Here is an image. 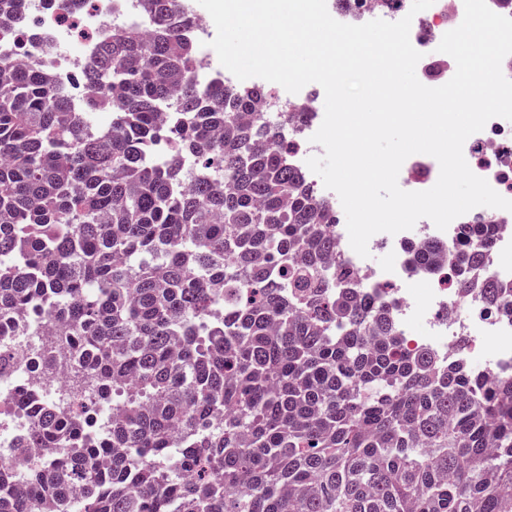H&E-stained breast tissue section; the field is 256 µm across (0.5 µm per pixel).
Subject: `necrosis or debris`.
<instances>
[{"instance_id": "4bbe7bcc", "label": "necrosis or debris", "mask_w": 512, "mask_h": 512, "mask_svg": "<svg viewBox=\"0 0 512 512\" xmlns=\"http://www.w3.org/2000/svg\"><path fill=\"white\" fill-rule=\"evenodd\" d=\"M192 23L188 36L201 49L194 63L203 79L214 76L212 53L208 47L216 28L211 16L200 15L195 0H180ZM464 17L463 0H435L428 14L413 19L410 41L424 56L436 53L449 26L459 25ZM25 26L34 28L36 40L24 41L23 51L47 61L58 84L66 90L73 109H81L87 95L85 85L74 82L75 70L107 39L112 28L144 26L141 0H91L90 5L61 10L45 6L42 0H26ZM282 112L317 114V102L304 93L291 94L282 86L268 89L258 107V119ZM463 153L472 172L488 181L501 196L512 199V121L495 117L484 129L464 143ZM472 214L451 222L439 230L430 219L418 220L413 229L391 235L385 232L371 237V245L389 246L387 262L370 265L349 244L345 225L336 227V252L344 265L358 277L369 294L390 287L389 301L393 321L408 338L409 348H423L441 363L458 358L483 374L512 376V318L489 312L479 296L460 299L448 289L429 286L414 292L415 277L407 268L406 246L410 243L437 241L453 245L461 236ZM494 239L476 275L481 281L512 284V212L498 209L493 214ZM16 331L0 336V350L14 357L11 368L0 366V475L13 473V451L18 439L34 424L47 403H59L62 410L73 411L88 404V387L73 388L72 369L45 367L34 370L37 359L45 357L50 346L52 327L44 317L30 313L16 319Z\"/></svg>"}]
</instances>
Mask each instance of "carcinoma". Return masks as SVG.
<instances>
[{"label": "carcinoma", "instance_id": "carcinoma-1", "mask_svg": "<svg viewBox=\"0 0 512 512\" xmlns=\"http://www.w3.org/2000/svg\"><path fill=\"white\" fill-rule=\"evenodd\" d=\"M142 4L151 37L112 32L81 112L0 47V321L45 309L100 390L43 409L0 512H512V378L406 348L327 268L336 212L288 120L245 121L263 92L201 80L179 0ZM493 233L466 225L454 284L512 317V286L474 278ZM444 252L410 247L413 270Z\"/></svg>", "mask_w": 512, "mask_h": 512}]
</instances>
